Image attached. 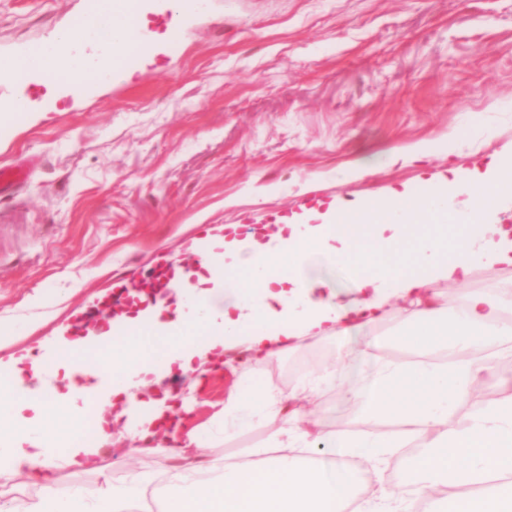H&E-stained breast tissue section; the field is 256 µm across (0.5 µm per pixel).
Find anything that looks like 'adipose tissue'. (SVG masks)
I'll return each mask as SVG.
<instances>
[{"label":"adipose tissue","instance_id":"1","mask_svg":"<svg viewBox=\"0 0 512 512\" xmlns=\"http://www.w3.org/2000/svg\"><path fill=\"white\" fill-rule=\"evenodd\" d=\"M466 196L467 208L455 199ZM512 198V164L486 171L433 177L424 196L392 191L355 207L331 206L318 223L263 226L247 239L235 225L210 228L213 249L192 275L193 306L150 304L123 316L128 336L100 334L112 348V393L138 406L150 376L182 372L243 345L263 357L294 350L302 339L347 336L376 321L389 296L409 301L412 314L401 343L417 349L406 362L372 361L368 349L348 352L344 377L311 372L297 386L274 390L250 378L231 394L213 427L169 432L164 449L175 471L163 490L162 512H420L441 490L453 512H512V395L496 405L474 399L475 385L490 373L483 356L496 337H512L505 303L493 289L468 291L459 309L434 289L437 280L467 282L476 264L512 267V232L491 223ZM460 243L448 250V220ZM415 225L405 234L407 225ZM326 259L343 262L360 299L344 304L334 286L309 282L306 270ZM0 336V487L26 478L43 495L26 512H140L146 480L128 484L103 478L97 490L56 488L60 470L82 469L96 448L112 445V416L99 413L95 447L75 437L83 426L78 401L93 388L91 369L79 370L86 341L58 329L41 343L39 357ZM66 369L65 387L39 388L44 364ZM338 386L365 423L399 421L400 431L312 432L301 425L299 401ZM148 414L127 424L134 443L155 440L156 420L189 411L169 396L145 404ZM272 426V447L247 449L249 467L214 464L195 450L232 429ZM411 449L413 480L389 476V458Z\"/></svg>","mask_w":512,"mask_h":512}]
</instances>
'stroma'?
Wrapping results in <instances>:
<instances>
[{"mask_svg":"<svg viewBox=\"0 0 512 512\" xmlns=\"http://www.w3.org/2000/svg\"><path fill=\"white\" fill-rule=\"evenodd\" d=\"M85 18L83 0H0V58ZM153 31L156 51L98 97L8 115L0 165L35 156L23 187L0 202V325L14 346L76 323L98 294L143 279L214 225L240 233L270 216L354 206L390 189L423 195L449 168L485 170L512 145V0H204ZM463 129L456 143L448 134ZM432 144L419 162L384 164L395 146ZM380 164L347 177L358 160ZM512 282V267L476 265L468 284L440 281L449 301ZM409 313L391 299L380 322L303 341L272 361L225 350L220 372L185 374L139 393L195 396L187 426L209 423L247 376L277 388L372 341L374 357H413L394 331ZM337 391L303 405L307 423L357 432ZM170 474L163 451L105 447L63 489Z\"/></svg>","mask_w":512,"mask_h":512,"instance_id":"stroma-1","label":"stroma"}]
</instances>
